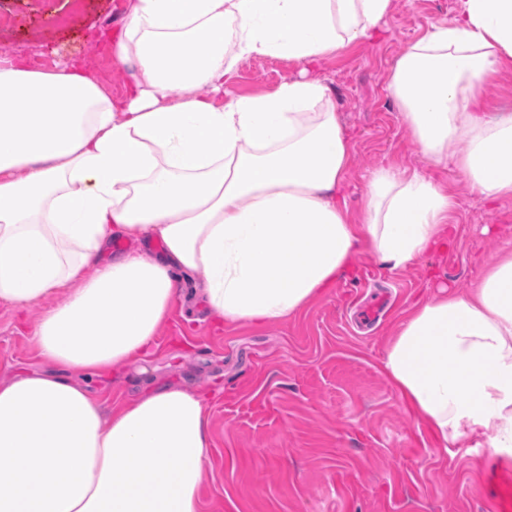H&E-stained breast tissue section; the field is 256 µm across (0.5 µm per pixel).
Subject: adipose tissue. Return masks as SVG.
<instances>
[{"label":"adipose tissue","instance_id":"ef3b65f1","mask_svg":"<svg viewBox=\"0 0 512 512\" xmlns=\"http://www.w3.org/2000/svg\"><path fill=\"white\" fill-rule=\"evenodd\" d=\"M391 9L131 0L111 40L135 66L118 100L74 65L0 58V302L65 298L30 332L46 370L0 383V512H204L210 396L152 386L110 407L84 383L146 359L194 272L217 324L266 325L329 295L363 249L398 270L452 247L453 200L418 173L372 172L365 221L350 222L351 142L308 75ZM263 56L298 76L221 101L238 64ZM510 62L512 0H460L388 77L425 157L454 158L491 204L512 197V114L489 115L480 90ZM131 235L142 248L103 260ZM383 367L443 444L491 428L492 448H511L512 249L468 291L413 305Z\"/></svg>","mask_w":512,"mask_h":512}]
</instances>
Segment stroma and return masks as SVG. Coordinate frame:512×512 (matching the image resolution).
Masks as SVG:
<instances>
[{
  "label": "stroma",
  "mask_w": 512,
  "mask_h": 512,
  "mask_svg": "<svg viewBox=\"0 0 512 512\" xmlns=\"http://www.w3.org/2000/svg\"><path fill=\"white\" fill-rule=\"evenodd\" d=\"M130 0H0V53L27 66L48 56L86 67L121 97L131 68L117 67L103 34L124 23ZM458 0H393L381 37L325 57L313 75L329 85L352 154L344 199L361 223L371 173L420 172L455 201L452 248L399 270L366 251L332 294L281 323L213 327L189 294L160 329L147 362L91 379L109 399L149 385H187L214 396L205 512H512V455L489 436L471 450L443 448L381 369L406 308L439 286L464 292L512 248V198L488 204L455 165H430L387 91L391 67ZM276 57L242 61L225 97L273 90L295 73ZM60 297L25 311L0 303V380L44 364L30 328Z\"/></svg>",
  "instance_id": "1"
}]
</instances>
